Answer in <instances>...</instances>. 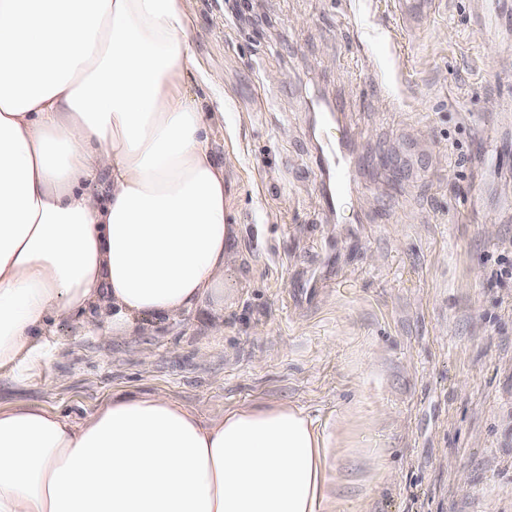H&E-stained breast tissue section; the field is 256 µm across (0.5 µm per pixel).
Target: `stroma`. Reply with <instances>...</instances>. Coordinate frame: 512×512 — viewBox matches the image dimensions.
Returning a JSON list of instances; mask_svg holds the SVG:
<instances>
[{
    "label": "stroma",
    "instance_id": "35a3bbf8",
    "mask_svg": "<svg viewBox=\"0 0 512 512\" xmlns=\"http://www.w3.org/2000/svg\"><path fill=\"white\" fill-rule=\"evenodd\" d=\"M186 0L232 232L212 293L101 340L53 324L0 406L116 392L207 419L265 402L335 433L334 512H512V0ZM352 188L326 206L322 114Z\"/></svg>",
    "mask_w": 512,
    "mask_h": 512
}]
</instances>
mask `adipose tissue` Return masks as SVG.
<instances>
[{
  "label": "adipose tissue",
  "mask_w": 512,
  "mask_h": 512,
  "mask_svg": "<svg viewBox=\"0 0 512 512\" xmlns=\"http://www.w3.org/2000/svg\"><path fill=\"white\" fill-rule=\"evenodd\" d=\"M193 66L185 0H0V375L38 369L58 319L177 313L223 273ZM335 446L282 403L208 421L116 394L78 423L19 403L0 407V512H327Z\"/></svg>",
  "instance_id": "1"
}]
</instances>
